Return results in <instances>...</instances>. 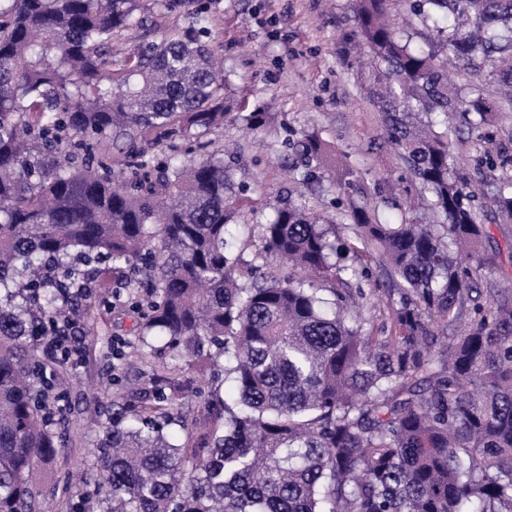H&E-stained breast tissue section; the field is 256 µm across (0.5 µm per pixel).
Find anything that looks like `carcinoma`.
Returning <instances> with one entry per match:
<instances>
[{"mask_svg":"<svg viewBox=\"0 0 512 512\" xmlns=\"http://www.w3.org/2000/svg\"><path fill=\"white\" fill-rule=\"evenodd\" d=\"M354 12L374 60L366 94L438 223L354 207L352 242L303 206L278 208L254 257L265 272L245 285L227 253L229 168L200 142L227 116L203 12L124 53L119 37L152 26L139 0H0V512H45L69 336L101 292L136 314L151 387L94 408L97 479L72 512H512V289L475 285L487 232L452 140L456 117L484 130L512 108V0ZM450 65L496 95L464 92ZM233 120L259 129L267 113ZM110 137L125 140L122 184ZM189 137L199 158L146 159L144 143ZM299 147L332 161L319 139ZM486 164L510 223L512 176L496 175L509 143ZM375 268L395 283L387 312L348 317L365 298L350 283ZM204 390L203 416L172 412Z\"/></svg>","mask_w":512,"mask_h":512,"instance_id":"1","label":"carcinoma"}]
</instances>
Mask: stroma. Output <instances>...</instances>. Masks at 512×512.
Masks as SVG:
<instances>
[{"label": "stroma", "mask_w": 512, "mask_h": 512, "mask_svg": "<svg viewBox=\"0 0 512 512\" xmlns=\"http://www.w3.org/2000/svg\"><path fill=\"white\" fill-rule=\"evenodd\" d=\"M153 26L151 37L169 28L189 26L194 7H206L210 18L207 42L224 58V96L232 111L256 108L268 113L266 128L253 130L241 122L225 123L213 134L215 149L234 173V193L243 208L232 228L229 246L243 258L241 282H249L246 262L261 249L260 226L277 208L306 205L353 238L347 223L349 205L365 208L383 220H399L392 201H405L409 174L385 135L382 115L363 85L368 69L358 64L363 47L348 41L355 28L352 0H140ZM329 142L351 170L350 188L339 187L335 174L308 163L296 152L304 137ZM455 147L462 158L460 175L477 196L476 206L489 204L481 162L489 148L468 131H460ZM487 251L495 265L477 278L479 287L493 282L512 286V224L485 223ZM135 321L120 302L99 307L94 324L81 325L74 336L76 355L69 363L67 389L69 432L43 487L49 512H69L57 482L81 468L95 476L96 433L84 416L107 394H125L149 386L143 363L126 357L106 370L102 351L111 341L135 336Z\"/></svg>", "instance_id": "35a3bbf8"}]
</instances>
